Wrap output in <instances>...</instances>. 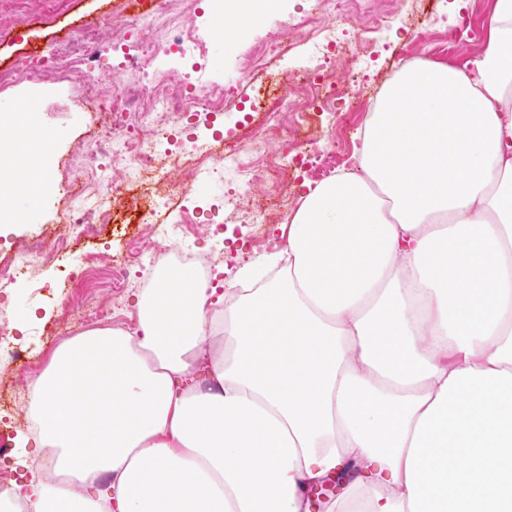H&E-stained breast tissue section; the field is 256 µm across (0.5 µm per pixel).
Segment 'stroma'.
<instances>
[{"mask_svg": "<svg viewBox=\"0 0 512 512\" xmlns=\"http://www.w3.org/2000/svg\"><path fill=\"white\" fill-rule=\"evenodd\" d=\"M154 7V0L138 6L126 0H0V31L12 32L18 38L17 43L0 44V72L20 69L27 43L43 47L67 44L81 30L84 15L101 16L118 33L127 17L153 11ZM313 7V0H279L277 7L265 11L248 39L209 38L204 56L190 59L189 64L223 80L234 88L235 95L225 101L221 111L201 112L183 122L176 133L175 150H182L191 140L218 136L227 149L240 146L244 151L258 149L269 156L281 151L282 134L267 129L262 116L254 115L253 98L278 92L277 82L285 75L302 74L311 63L310 46L299 37L285 57L265 58L261 67L253 69L246 63L262 41L277 36L289 21L307 17ZM491 10L492 0H479L478 7L471 11L459 9L457 0H350L346 16L337 17L336 24L343 31L341 51L361 58L360 84L341 101L335 132H328L324 118L315 112L298 125L296 139L307 154V166L275 191L270 190L265 172H258L248 182L228 169L219 180L189 181L186 193L174 199L175 206L188 207L196 216L198 235L191 241L192 248L220 254L217 266L225 285L235 284L243 266L287 244L278 225L248 223L243 212L225 205V195L294 212L298 196L307 185L321 182L322 160L330 157L337 167H356L359 131L394 74L419 59L463 66L483 50ZM195 14L200 15L204 28H212L224 16V0H212L211 7L195 11L188 0H182L172 11L157 16L146 36L162 42L170 27L190 22ZM110 92L108 85L91 90L55 73L34 90L24 83L0 88V113L34 109L50 134L48 177L55 186L34 204L26 196L14 197L13 207L20 220L0 229V256L10 244L63 223L74 200L63 194L59 184L70 168L83 160L76 146L94 139L104 127L103 116L89 112L83 102L91 95L106 96ZM131 217L129 208L116 205L112 222L102 236L81 239L68 250L47 257L33 278L19 279L0 295V314L24 352L11 371H0V431L9 432L12 443H19L28 431L15 407L16 398L27 396L31 379L47 367L63 342L97 326L89 318V309L82 305L84 297H98L102 311H109L110 284L103 273L88 272L84 257L103 251L114 260H123L131 243L145 232L144 225L132 223ZM66 306L71 309L67 321L61 318Z\"/></svg>", "mask_w": 512, "mask_h": 512, "instance_id": "1", "label": "stroma"}]
</instances>
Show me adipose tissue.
Masks as SVG:
<instances>
[{"instance_id": "obj_1", "label": "adipose tissue", "mask_w": 512, "mask_h": 512, "mask_svg": "<svg viewBox=\"0 0 512 512\" xmlns=\"http://www.w3.org/2000/svg\"><path fill=\"white\" fill-rule=\"evenodd\" d=\"M276 3L224 0L217 37ZM33 120L13 114L10 147L32 199L49 186ZM283 230L239 288L170 266L134 332L59 346L29 383L55 478L0 512H309L344 465L329 512H512V0L463 67L398 71L357 170Z\"/></svg>"}]
</instances>
